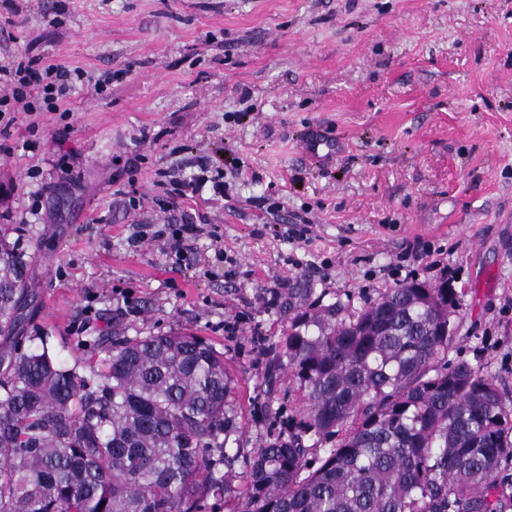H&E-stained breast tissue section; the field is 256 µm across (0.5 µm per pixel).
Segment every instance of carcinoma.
Returning a JSON list of instances; mask_svg holds the SVG:
<instances>
[{
	"instance_id": "1",
	"label": "carcinoma",
	"mask_w": 512,
	"mask_h": 512,
	"mask_svg": "<svg viewBox=\"0 0 512 512\" xmlns=\"http://www.w3.org/2000/svg\"><path fill=\"white\" fill-rule=\"evenodd\" d=\"M0 233V512H506L512 397L448 361L456 294L387 288L355 310L299 300L278 363L306 406L301 431L227 447L224 356L192 333L124 337L85 376L50 336L25 335L35 293L22 228ZM328 443L309 457L303 436ZM227 465L223 471L217 460Z\"/></svg>"
}]
</instances>
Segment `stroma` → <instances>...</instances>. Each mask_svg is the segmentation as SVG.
Wrapping results in <instances>:
<instances>
[{
    "mask_svg": "<svg viewBox=\"0 0 512 512\" xmlns=\"http://www.w3.org/2000/svg\"><path fill=\"white\" fill-rule=\"evenodd\" d=\"M15 3L0 57L112 74L0 141V225L25 224L30 247L28 328L67 362L99 366L101 336H203L246 455L301 421L288 377L265 383L293 290L359 308L447 280L449 359L512 389V0ZM313 127L333 158L304 151ZM201 176L162 209L171 183ZM184 219L201 232L176 264L160 233Z\"/></svg>",
    "mask_w": 512,
    "mask_h": 512,
    "instance_id": "stroma-1",
    "label": "stroma"
}]
</instances>
